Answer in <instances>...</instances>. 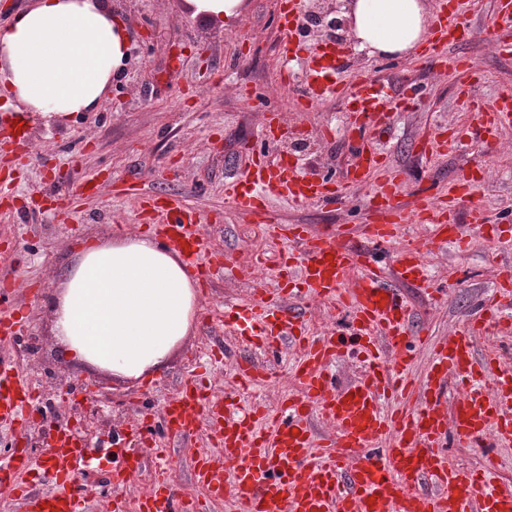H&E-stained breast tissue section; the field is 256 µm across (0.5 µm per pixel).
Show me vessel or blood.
Instances as JSON below:
<instances>
[{
    "instance_id": "obj_1",
    "label": "vessel or blood",
    "mask_w": 512,
    "mask_h": 512,
    "mask_svg": "<svg viewBox=\"0 0 512 512\" xmlns=\"http://www.w3.org/2000/svg\"><path fill=\"white\" fill-rule=\"evenodd\" d=\"M436 5L438 19L424 59L439 69L472 71L470 59L444 56L448 44L476 35L462 22L461 0H436ZM343 70L340 56L310 68L299 102L310 108L326 98L342 97L353 130L385 126L402 95L391 82L372 75L358 83L356 92H346ZM479 116L489 133L511 124L512 92L481 108ZM385 165V154L363 138L345 184L330 187L300 176L295 164L273 167L262 161L232 188L234 202L263 219L269 197L300 204L339 203L345 186L369 183L375 217L362 230V248L346 232L269 224L272 238L291 244L277 267L282 284L275 297L247 301L230 313L235 326L246 329V343H299L301 353L291 368L300 386L298 397L283 399L268 417H229L217 399L188 380L163 408L169 438H185L200 423H208L220 453L194 456L192 475L209 498L229 499L230 512H512V486L497 481L495 465L465 472L449 461L447 452L452 435L468 446L488 435L494 445L512 444V367L495 351L477 347L490 316L477 315L454 334L434 340L423 376H415L420 337L411 312L366 251L370 245L392 244L408 221L436 225V233L424 243L399 253L393 271L398 281L429 287L422 255L447 245V217L457 201L471 196L473 184L461 179L408 213L399 203L397 175L376 177ZM146 205L164 214L156 233L181 253L192 275H207L220 264L189 231L195 214L183 200L173 197L160 205L150 197ZM223 267L225 276H233L232 264ZM300 298L335 302L351 318L348 339L332 331L310 335L293 307ZM345 355L360 363L361 372L351 383L337 385L327 371ZM232 368L244 385L271 382L254 361H238ZM11 369L0 357V428L24 429L29 424L28 384L11 377ZM452 381L461 388L453 402L448 399ZM317 416L330 425L329 434L315 433L312 420ZM49 452L53 463L47 475L53 490L28 498V505L33 512H87L76 487V469L85 454L76 433L55 430ZM154 454V477L139 499V512H197V504L179 502L169 479L177 458L166 448ZM33 464L30 456H12L0 465V484L17 485ZM144 465L134 453L119 460L112 470L114 484L126 485Z\"/></svg>"
}]
</instances>
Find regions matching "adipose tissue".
<instances>
[{
    "instance_id": "obj_1",
    "label": "adipose tissue",
    "mask_w": 512,
    "mask_h": 512,
    "mask_svg": "<svg viewBox=\"0 0 512 512\" xmlns=\"http://www.w3.org/2000/svg\"><path fill=\"white\" fill-rule=\"evenodd\" d=\"M356 50L407 57L430 36L426 0H350ZM132 40L106 0H31L0 26V86L15 111L58 125L97 111L124 68ZM200 292L181 256L147 235L88 242L46 303L63 358L139 382L160 371L195 329Z\"/></svg>"
}]
</instances>
